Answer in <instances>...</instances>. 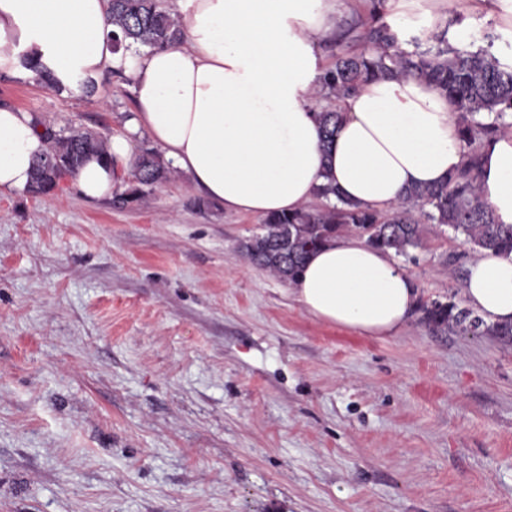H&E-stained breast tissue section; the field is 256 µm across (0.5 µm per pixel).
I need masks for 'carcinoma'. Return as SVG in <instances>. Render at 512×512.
I'll return each instance as SVG.
<instances>
[{"label": "carcinoma", "mask_w": 512, "mask_h": 512, "mask_svg": "<svg viewBox=\"0 0 512 512\" xmlns=\"http://www.w3.org/2000/svg\"><path fill=\"white\" fill-rule=\"evenodd\" d=\"M387 0H371L368 13L347 24H336L329 42L337 47L349 42L362 45L359 52H340L320 80L316 96L340 99L361 83L375 78H414L448 98L466 151L464 167L433 186L409 189L403 202L390 212H380L337 198L332 186L317 189V202L291 213L266 216L261 232L240 242L249 262L282 280L292 282L311 251L348 233L373 247L416 261L412 250L421 243V224L446 227L464 237L472 249L512 252V224L499 222L481 193V149L512 129V62L500 60L489 49L458 48L448 41V30L434 42L401 47L398 30L387 19ZM109 18L122 38L116 47L139 45L155 48L182 43L184 30L164 7V0H109ZM325 139L342 120L332 105L318 113ZM40 137L48 143L36 162L27 193L47 195L64 172L74 173L84 158L107 153V139L90 132H68L41 125ZM175 169L153 149H144L135 161L136 184L112 196V206L123 209L140 202L145 189L169 182ZM422 321L434 328L476 335L512 336V325L487 323L466 307L434 300L419 302Z\"/></svg>", "instance_id": "cac0c4a2"}]
</instances>
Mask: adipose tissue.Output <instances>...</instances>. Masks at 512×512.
<instances>
[{
    "mask_svg": "<svg viewBox=\"0 0 512 512\" xmlns=\"http://www.w3.org/2000/svg\"><path fill=\"white\" fill-rule=\"evenodd\" d=\"M186 15L173 48H115L108 0H0V71L30 76L26 57L76 90L115 71L132 81L134 116L89 155L71 189L111 197L113 161L148 134L166 161L206 198L242 215L291 212L332 183L362 206L394 208L406 190L446 180L465 163L445 96L414 79L377 78L342 104L324 142L310 97L324 65L318 38L336 24V0H176ZM34 117L0 108V192L25 193L45 148ZM484 198L512 224V131L483 150ZM291 292L318 321L367 336H393L414 315L415 282L393 257L357 238L311 253ZM466 305L487 323L512 325V253L469 265Z\"/></svg>",
    "mask_w": 512,
    "mask_h": 512,
    "instance_id": "ef3b65f1",
    "label": "adipose tissue"
}]
</instances>
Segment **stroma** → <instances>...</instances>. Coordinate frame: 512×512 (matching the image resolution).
<instances>
[{"mask_svg":"<svg viewBox=\"0 0 512 512\" xmlns=\"http://www.w3.org/2000/svg\"><path fill=\"white\" fill-rule=\"evenodd\" d=\"M441 11L407 40L512 58V23ZM0 106L109 138L135 101L0 72ZM261 222L184 177L125 210L66 174L0 193V512H512V339L323 324L240 252ZM414 254L420 297L464 305L470 245Z\"/></svg>","mask_w":512,"mask_h":512,"instance_id":"1","label":"stroma"}]
</instances>
